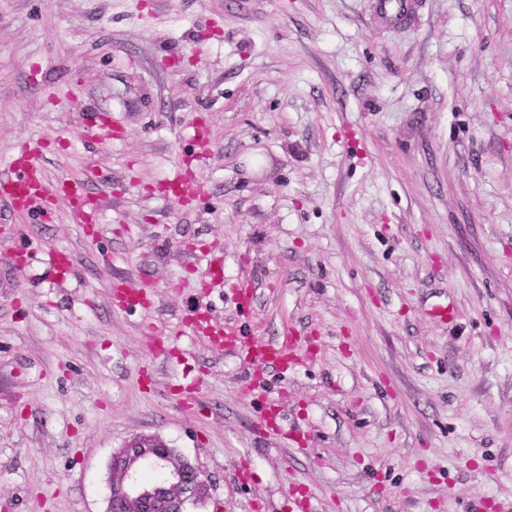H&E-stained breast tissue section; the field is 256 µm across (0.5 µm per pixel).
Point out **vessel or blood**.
Returning <instances> with one entry per match:
<instances>
[{
	"instance_id": "b4317fda",
	"label": "vessel or blood",
	"mask_w": 512,
	"mask_h": 512,
	"mask_svg": "<svg viewBox=\"0 0 512 512\" xmlns=\"http://www.w3.org/2000/svg\"><path fill=\"white\" fill-rule=\"evenodd\" d=\"M379 13L390 22H401L411 15L412 0H378ZM43 145L29 142L22 145L16 156L5 168L0 169V202H10L13 207L50 218L52 201L60 196L71 203L76 223L94 224L99 207L95 198L89 196L83 183L64 178L49 179L42 166ZM296 345L294 336L286 334L272 344L259 345L253 342L239 343L238 349L250 361H268L287 365L289 352Z\"/></svg>"
}]
</instances>
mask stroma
<instances>
[{"mask_svg":"<svg viewBox=\"0 0 512 512\" xmlns=\"http://www.w3.org/2000/svg\"><path fill=\"white\" fill-rule=\"evenodd\" d=\"M374 3L0 0V165L109 178L0 204V512H106L137 435L184 512H512V0ZM379 13L383 19L390 22H401L411 15L412 0H377ZM43 144L40 141L22 145L15 157L0 171V202L9 201L14 208L40 214L49 221L52 201L64 196L71 202L77 224H94L98 217L97 199L84 190L85 182L65 178L49 179L42 166ZM22 190L18 194L17 190ZM218 331L223 332L225 336H233V341L237 345L241 354L250 361L257 363L276 361L286 369L288 368L289 361L288 353L296 345L295 337L289 335L288 330L284 332L283 336H281L277 342L264 345H259L253 342H241L236 337L237 334L231 330L227 331L225 326L224 331Z\"/></svg>","mask_w":512,"mask_h":512,"instance_id":"35a3bbf8","label":"stroma"}]
</instances>
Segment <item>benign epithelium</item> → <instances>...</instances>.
I'll return each mask as SVG.
<instances>
[{"label":"benign epithelium","mask_w":512,"mask_h":512,"mask_svg":"<svg viewBox=\"0 0 512 512\" xmlns=\"http://www.w3.org/2000/svg\"><path fill=\"white\" fill-rule=\"evenodd\" d=\"M166 471L153 490L144 487L142 471ZM205 486L203 471L182 462L157 438L140 436L112 456L108 512H180L183 495Z\"/></svg>","instance_id":"obj_1"}]
</instances>
